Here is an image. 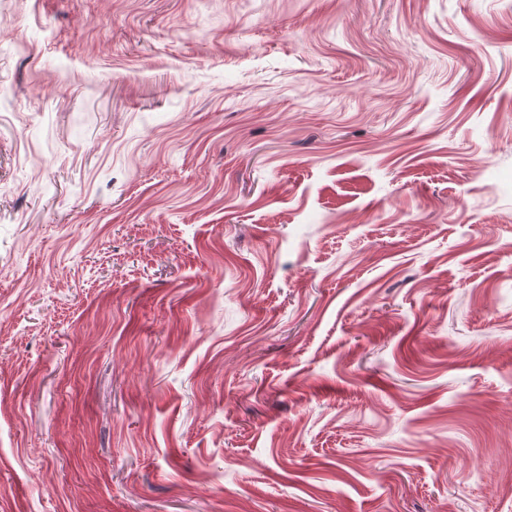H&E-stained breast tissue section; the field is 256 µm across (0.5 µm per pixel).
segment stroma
<instances>
[{"instance_id": "stroma-1", "label": "stroma", "mask_w": 512, "mask_h": 512, "mask_svg": "<svg viewBox=\"0 0 512 512\" xmlns=\"http://www.w3.org/2000/svg\"><path fill=\"white\" fill-rule=\"evenodd\" d=\"M0 512H512V0H0Z\"/></svg>"}]
</instances>
